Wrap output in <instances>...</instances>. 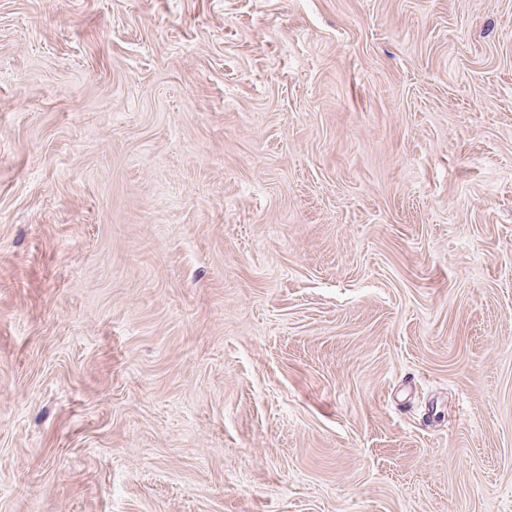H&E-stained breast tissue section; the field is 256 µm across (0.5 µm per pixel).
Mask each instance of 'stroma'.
Returning <instances> with one entry per match:
<instances>
[{
	"label": "stroma",
	"instance_id": "obj_1",
	"mask_svg": "<svg viewBox=\"0 0 512 512\" xmlns=\"http://www.w3.org/2000/svg\"><path fill=\"white\" fill-rule=\"evenodd\" d=\"M0 512H512V0H0Z\"/></svg>",
	"mask_w": 512,
	"mask_h": 512
}]
</instances>
